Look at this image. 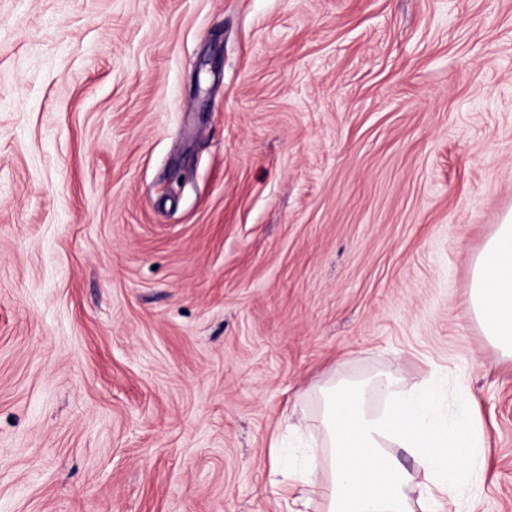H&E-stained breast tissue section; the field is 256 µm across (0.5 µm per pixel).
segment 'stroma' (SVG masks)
Wrapping results in <instances>:
<instances>
[{
	"instance_id": "1",
	"label": "stroma",
	"mask_w": 512,
	"mask_h": 512,
	"mask_svg": "<svg viewBox=\"0 0 512 512\" xmlns=\"http://www.w3.org/2000/svg\"><path fill=\"white\" fill-rule=\"evenodd\" d=\"M511 211L512 0H0V512H282L385 376L471 400L512 512ZM470 302L485 336L512 358V213L475 259Z\"/></svg>"
}]
</instances>
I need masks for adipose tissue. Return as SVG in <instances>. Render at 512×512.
<instances>
[{"mask_svg": "<svg viewBox=\"0 0 512 512\" xmlns=\"http://www.w3.org/2000/svg\"><path fill=\"white\" fill-rule=\"evenodd\" d=\"M470 302L485 336L512 357V213L475 259ZM377 389L387 399L380 412L365 409L361 395L349 387L324 399L328 461L307 456L295 476L323 490L325 512H441L456 499L476 498L484 431L470 404L447 417L438 411L434 387L404 391L386 378ZM395 445L418 458L424 499L412 500L414 477L392 453Z\"/></svg>", "mask_w": 512, "mask_h": 512, "instance_id": "ef3b65f1", "label": "adipose tissue"}]
</instances>
